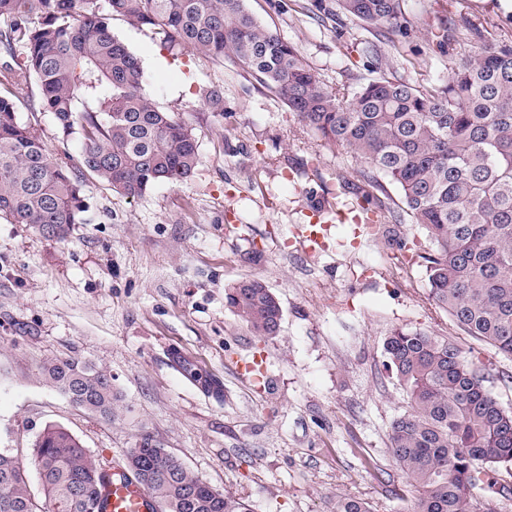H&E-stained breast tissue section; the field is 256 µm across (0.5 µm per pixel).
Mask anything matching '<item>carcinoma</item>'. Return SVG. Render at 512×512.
<instances>
[{
    "mask_svg": "<svg viewBox=\"0 0 512 512\" xmlns=\"http://www.w3.org/2000/svg\"><path fill=\"white\" fill-rule=\"evenodd\" d=\"M312 0L329 16L367 29L401 31L403 0ZM149 31L160 48L227 57L327 143L363 165L365 182L423 225L431 294L464 331L512 356V45L486 42L448 70L446 84L421 88L381 75L353 95L328 85L298 49L259 22L245 0H0V218L57 239L84 224L90 176L127 198L159 182H181L199 160L192 125L158 109L143 70L112 32V19ZM38 86V110L63 136L78 135L80 165L51 157L17 114L15 99ZM224 114L220 89H203ZM255 335L280 331L283 311L259 279L226 292ZM387 369L410 410L394 419L389 453L415 493L413 512H497L512 497V411L487 386L488 373L439 336L397 329ZM43 382L71 404L110 420L112 376L87 362H47ZM26 469L0 450V512H97L112 475L65 428L36 438ZM132 474L164 512H248L166 448L143 437L126 454ZM336 512H372L356 497Z\"/></svg>",
    "mask_w": 512,
    "mask_h": 512,
    "instance_id": "obj_1",
    "label": "carcinoma"
}]
</instances>
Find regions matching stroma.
Wrapping results in <instances>:
<instances>
[{"label":"stroma","instance_id":"stroma-1","mask_svg":"<svg viewBox=\"0 0 512 512\" xmlns=\"http://www.w3.org/2000/svg\"><path fill=\"white\" fill-rule=\"evenodd\" d=\"M330 84L356 91L379 75L429 88L479 40L512 44V0H403L402 33L385 37L311 0H246ZM139 59L143 90L189 121L200 144L188 179L130 199L88 179L89 223L66 239L0 220V449L23 464L46 426L73 434L103 469L145 436L251 512H336L353 496L373 512H410L412 494L388 451L407 401L385 367L394 329L448 339L489 374L512 410V357L469 336L432 299L421 225L399 208L376 227L319 222L313 205H355L361 166L324 144L230 60L172 57L150 32L113 20ZM224 92L211 112L203 86ZM30 86L19 117L48 153L78 159ZM259 278L278 298L277 336L254 335L225 288ZM85 361L112 376V419L94 417L43 384L48 361ZM262 364L264 376L245 370ZM191 365L221 389L188 379Z\"/></svg>","mask_w":512,"mask_h":512}]
</instances>
